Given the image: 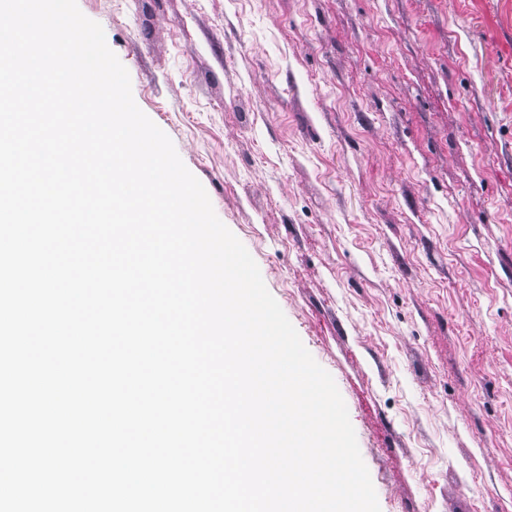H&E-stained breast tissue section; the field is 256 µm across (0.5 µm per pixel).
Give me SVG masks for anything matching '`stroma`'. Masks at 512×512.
Instances as JSON below:
<instances>
[{
    "label": "stroma",
    "instance_id": "obj_1",
    "mask_svg": "<svg viewBox=\"0 0 512 512\" xmlns=\"http://www.w3.org/2000/svg\"><path fill=\"white\" fill-rule=\"evenodd\" d=\"M346 403L381 512H512V0H77Z\"/></svg>",
    "mask_w": 512,
    "mask_h": 512
}]
</instances>
